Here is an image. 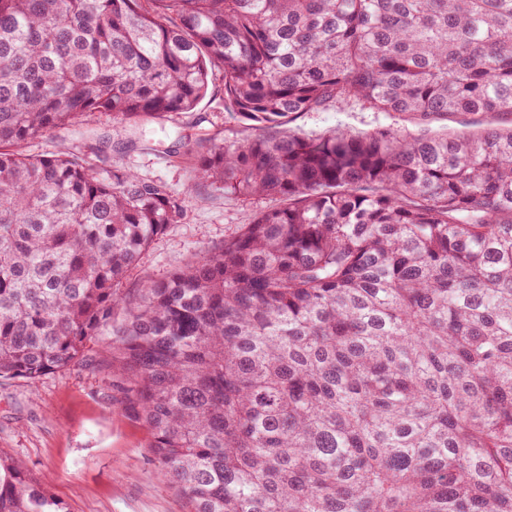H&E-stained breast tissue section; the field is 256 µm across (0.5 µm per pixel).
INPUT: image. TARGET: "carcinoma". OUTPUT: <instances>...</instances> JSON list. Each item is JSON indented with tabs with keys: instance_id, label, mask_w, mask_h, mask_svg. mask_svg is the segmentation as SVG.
I'll return each instance as SVG.
<instances>
[{
	"instance_id": "1",
	"label": "carcinoma",
	"mask_w": 512,
	"mask_h": 512,
	"mask_svg": "<svg viewBox=\"0 0 512 512\" xmlns=\"http://www.w3.org/2000/svg\"><path fill=\"white\" fill-rule=\"evenodd\" d=\"M229 119L187 160L277 197L122 291L165 182L30 140L100 114ZM334 104L424 122L305 137ZM99 370L191 512H512V0H0V379ZM0 512H66L0 450ZM499 120L498 116L487 113H455L448 115L447 119H435L427 124L417 125L409 115L396 116L395 118L380 117V122L383 124L398 123L405 125L414 132L425 130L431 134H444L448 130H465L474 127H484L488 124H495Z\"/></svg>"
}]
</instances>
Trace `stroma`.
Wrapping results in <instances>:
<instances>
[{
	"mask_svg": "<svg viewBox=\"0 0 512 512\" xmlns=\"http://www.w3.org/2000/svg\"><path fill=\"white\" fill-rule=\"evenodd\" d=\"M89 123L112 136L109 165L163 180L183 197L182 219L142 253L124 280L125 292H133L144 276H164L221 246L255 210L279 205L273 197L243 201L197 181L182 157L195 140L232 138L239 131L224 124L221 68H212L208 92L193 110L142 123L136 134L105 116H92ZM375 124L373 113L332 107L307 113L292 127L315 136L336 127L362 132ZM102 353V343H92L77 366L43 376L33 385L0 381V450L21 459L68 512H190L188 502L151 461L148 430L111 404V391L96 369Z\"/></svg>",
	"mask_w": 512,
	"mask_h": 512,
	"instance_id": "obj_1",
	"label": "stroma"
}]
</instances>
